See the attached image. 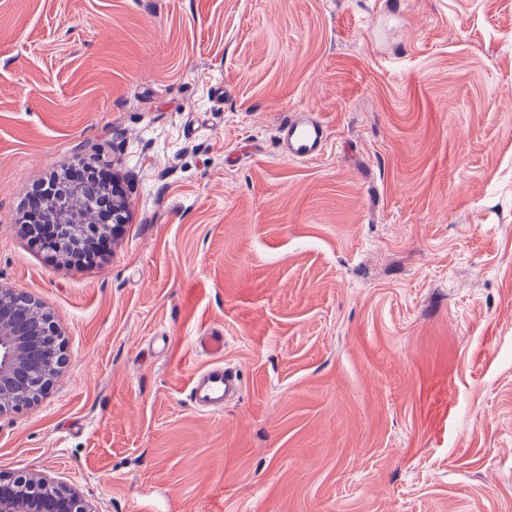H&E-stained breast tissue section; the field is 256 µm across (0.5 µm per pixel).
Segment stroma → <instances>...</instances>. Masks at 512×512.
<instances>
[{"label":"stroma","instance_id":"35a3bbf8","mask_svg":"<svg viewBox=\"0 0 512 512\" xmlns=\"http://www.w3.org/2000/svg\"><path fill=\"white\" fill-rule=\"evenodd\" d=\"M295 110L318 161L280 154ZM101 164V258L32 247L33 186ZM0 286L67 354L1 474L98 512H512V0H0ZM328 127L310 112H292L279 124L280 149L293 160H313L326 149ZM240 387L237 372L221 361L196 374L190 383V397L199 408L218 410Z\"/></svg>","mask_w":512,"mask_h":512}]
</instances>
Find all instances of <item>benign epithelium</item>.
Returning <instances> with one entry per match:
<instances>
[{"label": "benign epithelium", "mask_w": 512, "mask_h": 512, "mask_svg": "<svg viewBox=\"0 0 512 512\" xmlns=\"http://www.w3.org/2000/svg\"><path fill=\"white\" fill-rule=\"evenodd\" d=\"M42 213L53 218L69 238L82 242L88 230L86 224L71 222V212L61 195L41 198ZM17 296L12 289L0 287V390L13 394L9 402L0 401V415L35 403L49 384L40 381V389L30 393L26 389L33 358L58 360L63 363L64 346L59 331L47 312L38 302H33L36 313L46 321L37 336L24 335L10 322V300ZM0 512H95L79 493L66 486L50 482L38 475L7 477L0 475Z\"/></svg>", "instance_id": "1"}]
</instances>
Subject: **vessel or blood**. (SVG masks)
I'll use <instances>...</instances> for the list:
<instances>
[{"mask_svg": "<svg viewBox=\"0 0 512 512\" xmlns=\"http://www.w3.org/2000/svg\"><path fill=\"white\" fill-rule=\"evenodd\" d=\"M280 149L293 160H312L326 149L328 127L324 119L310 112H294L279 125ZM240 387L236 371L223 362L212 363L190 383V397L201 408H222Z\"/></svg>", "mask_w": 512, "mask_h": 512, "instance_id": "1", "label": "vessel or blood"}]
</instances>
